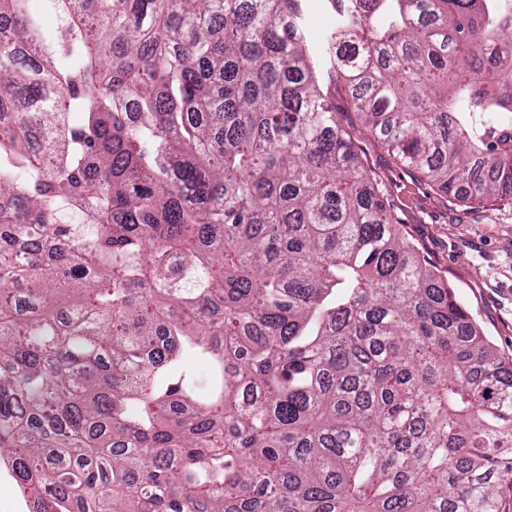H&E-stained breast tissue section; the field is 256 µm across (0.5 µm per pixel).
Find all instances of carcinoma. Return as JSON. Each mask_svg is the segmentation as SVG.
I'll list each match as a JSON object with an SVG mask.
<instances>
[{
  "mask_svg": "<svg viewBox=\"0 0 512 512\" xmlns=\"http://www.w3.org/2000/svg\"><path fill=\"white\" fill-rule=\"evenodd\" d=\"M334 2L366 134L512 199V0ZM0 116V461L43 512H499L512 363L301 0H0Z\"/></svg>",
  "mask_w": 512,
  "mask_h": 512,
  "instance_id": "cac0c4a2",
  "label": "carcinoma"
}]
</instances>
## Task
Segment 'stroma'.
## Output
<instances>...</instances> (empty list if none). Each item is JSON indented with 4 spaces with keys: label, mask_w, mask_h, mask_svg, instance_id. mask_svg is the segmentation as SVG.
Returning a JSON list of instances; mask_svg holds the SVG:
<instances>
[{
    "label": "stroma",
    "mask_w": 512,
    "mask_h": 512,
    "mask_svg": "<svg viewBox=\"0 0 512 512\" xmlns=\"http://www.w3.org/2000/svg\"><path fill=\"white\" fill-rule=\"evenodd\" d=\"M322 89L386 191L402 229L454 288L499 354L511 361L512 200H450L365 134L343 83L327 78Z\"/></svg>",
    "instance_id": "1"
}]
</instances>
